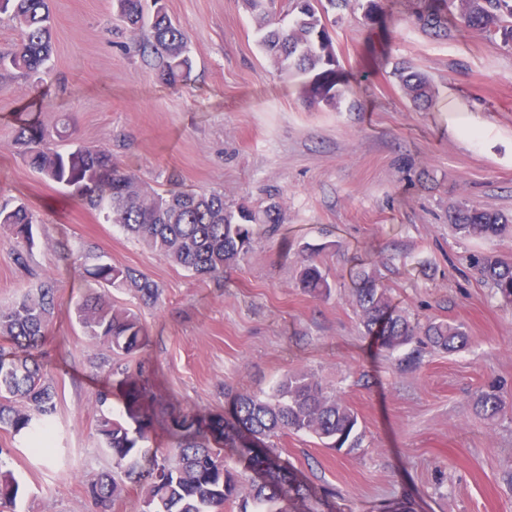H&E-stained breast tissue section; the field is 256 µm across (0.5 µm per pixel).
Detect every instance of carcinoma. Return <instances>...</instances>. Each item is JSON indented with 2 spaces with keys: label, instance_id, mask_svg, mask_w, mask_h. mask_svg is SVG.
I'll list each match as a JSON object with an SVG mask.
<instances>
[{
  "label": "carcinoma",
  "instance_id": "cac0c4a2",
  "mask_svg": "<svg viewBox=\"0 0 512 512\" xmlns=\"http://www.w3.org/2000/svg\"><path fill=\"white\" fill-rule=\"evenodd\" d=\"M117 15L132 32L148 31L146 44L158 58L161 78L178 86L191 80L193 61L188 37L168 14L163 0H153L144 11L142 0H113ZM256 19L260 46L284 73H315L307 93L319 103L336 106L339 61L328 30L325 10L318 0H289L288 20L277 17L274 0H245ZM454 24L501 38L512 45V0H438L415 16L425 32L448 36V10ZM19 25L14 51L0 55V70L14 69L28 75L50 71L52 23L50 0H0V16ZM401 91L415 105L432 103L429 80L408 61L395 66ZM16 141L24 149L28 165L46 182L72 191L108 224H117L148 247L195 275L222 277L251 244L254 224H281L283 214L273 203L264 210L224 203V194L158 191L112 161L105 149L79 146L64 151L54 134L41 125L19 129ZM451 223L468 239H491L512 229V215L458 206ZM36 216L23 201L0 202V228L18 243H34ZM70 264L83 270L92 286L76 304L75 315L85 336L112 352L132 356L142 344L144 328L138 317L116 306L110 288H128L143 301L155 302L156 284L129 268H121L91 256L86 250L68 252ZM484 279L512 303V263L490 255L475 258ZM354 296L360 324L366 334L379 338L388 350H399L423 341L446 352L466 342L459 325L444 321H415L397 314L376 274L360 267L354 272ZM299 281L314 296H326L331 284L312 258L303 261ZM57 300L54 288L42 285L7 306H0V336L13 350L0 347V429L18 434L29 428L48 432L57 412V393L44 366L33 356L51 324ZM118 383L127 387L126 416L101 413L97 431L112 456V469L88 486L93 512H111L112 502L127 483L142 487V512H290L288 471L267 463V478L244 481L208 447L207 431L190 412H174L169 430L178 439L174 452L144 447L151 432L149 402L144 384L148 371L139 365L132 372L121 365L111 369ZM484 415L493 419L507 411L503 397L491 390L480 395ZM237 427L253 438L280 433L310 434L328 448H352L359 440L358 417L335 393L312 377L293 373L277 384L273 398L242 393L236 399ZM20 483L10 470L0 468V512H16Z\"/></svg>",
  "mask_w": 512,
  "mask_h": 512
}]
</instances>
